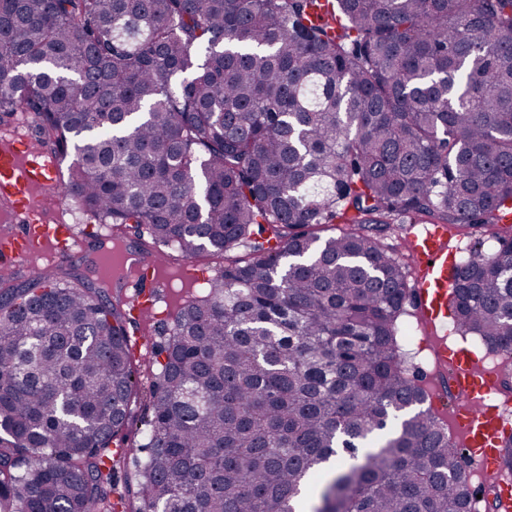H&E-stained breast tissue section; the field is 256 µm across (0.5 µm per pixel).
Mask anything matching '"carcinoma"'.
<instances>
[{
    "instance_id": "carcinoma-1",
    "label": "carcinoma",
    "mask_w": 512,
    "mask_h": 512,
    "mask_svg": "<svg viewBox=\"0 0 512 512\" xmlns=\"http://www.w3.org/2000/svg\"><path fill=\"white\" fill-rule=\"evenodd\" d=\"M17 110L83 213L224 255L148 391L140 512H298L313 484L314 512H471L464 450L403 367L408 287L377 233L512 211V0H0ZM496 243L449 295L457 331L511 355ZM110 287L0 274V512L115 510L122 458L101 449L135 373ZM506 474L512 443L484 485Z\"/></svg>"
}]
</instances>
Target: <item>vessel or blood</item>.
Here are the masks:
<instances>
[{
	"mask_svg": "<svg viewBox=\"0 0 512 512\" xmlns=\"http://www.w3.org/2000/svg\"><path fill=\"white\" fill-rule=\"evenodd\" d=\"M60 161L52 154L30 151L21 127L0 131V206L5 207L19 232L0 235V260L19 261L40 245L52 244L57 255L67 257L82 251L84 241L74 235L71 226L50 223L38 205L45 191L59 187ZM448 227L435 224L410 235L409 255L417 271L414 285L416 318L429 326L448 327V280L456 255L447 247ZM100 244L98 266L112 284L139 295V312L153 306V290L160 287L159 272L167 265L165 255L154 252L140 257L137 265L111 254L110 237L97 233ZM436 365L447 368L449 362L460 365L459 385L466 402L456 411L453 422L467 456L480 469L494 470L498 463V432L502 426L499 408L492 402L496 393L493 373L473 367L468 352L449 348L440 341L433 350Z\"/></svg>",
	"mask_w": 512,
	"mask_h": 512,
	"instance_id": "1",
	"label": "vessel or blood"
}]
</instances>
